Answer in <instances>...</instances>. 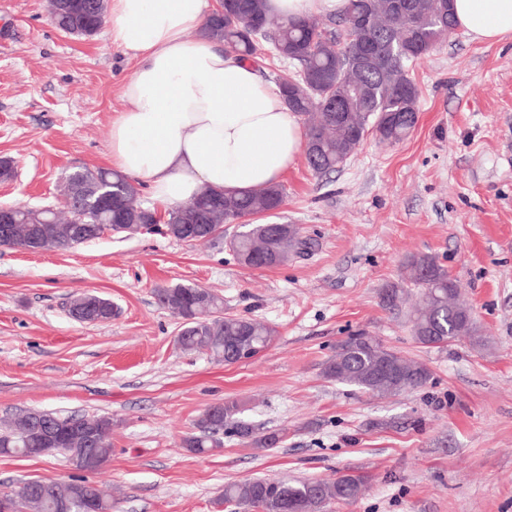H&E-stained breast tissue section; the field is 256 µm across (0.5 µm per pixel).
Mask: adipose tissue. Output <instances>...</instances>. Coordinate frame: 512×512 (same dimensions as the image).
I'll use <instances>...</instances> for the list:
<instances>
[{
  "label": "adipose tissue",
  "instance_id": "1",
  "mask_svg": "<svg viewBox=\"0 0 512 512\" xmlns=\"http://www.w3.org/2000/svg\"><path fill=\"white\" fill-rule=\"evenodd\" d=\"M459 27L512 37V0H452ZM208 0H109L106 24L137 60L112 123L113 166L172 207L203 187L245 193L278 182L305 129L255 66L200 36Z\"/></svg>",
  "mask_w": 512,
  "mask_h": 512
}]
</instances>
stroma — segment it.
I'll return each instance as SVG.
<instances>
[{
  "label": "stroma",
  "instance_id": "1",
  "mask_svg": "<svg viewBox=\"0 0 512 512\" xmlns=\"http://www.w3.org/2000/svg\"><path fill=\"white\" fill-rule=\"evenodd\" d=\"M136 62L107 28L74 37L48 0H0V158L16 177L0 205H52L75 168H108L110 130ZM410 74L419 121L394 145L367 137L332 173L298 157L281 176L278 219L314 248L271 269L220 245L156 230L105 234L69 251L0 246V419L19 410L105 415L112 455L87 473L112 512H216L225 483L363 476L357 499L326 512H512V39L456 30ZM447 268L485 346L417 343L421 287L407 262ZM208 289L226 313L277 331L258 357L227 365L176 346L180 319L156 288ZM390 285L397 308L381 303ZM112 301V321L81 324L73 295ZM361 332L425 364L427 384L380 397L326 378L339 341ZM234 399L272 448L232 432L205 454L182 448L198 416ZM61 456H0V495L25 480H66Z\"/></svg>",
  "mask_w": 512,
  "mask_h": 512
}]
</instances>
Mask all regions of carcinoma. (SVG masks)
<instances>
[{
  "mask_svg": "<svg viewBox=\"0 0 512 512\" xmlns=\"http://www.w3.org/2000/svg\"><path fill=\"white\" fill-rule=\"evenodd\" d=\"M86 8L69 12L59 0H50L53 24L75 36L91 37L102 26L106 0H83ZM451 0H347L345 11L330 24L309 18L270 14L267 0H221L205 19L202 33L224 45L230 54L249 60L266 44L271 52L305 72L306 78L284 74L276 86L288 109L307 122L306 161L316 173H330L346 164L367 136L397 144L415 128L418 120L419 89L409 73V64L421 59L446 40L457 24ZM371 14L374 24L354 27L355 20ZM346 99L348 111L341 114L330 107L333 99ZM84 196L67 218L47 211L21 206L12 241L36 252L72 248L70 224L78 218L95 231L85 241L103 236L113 224L129 227L125 235L151 230L156 210L141 199V185L111 169L83 168L74 176ZM111 186L121 199L118 210L100 213L92 205L102 184ZM284 190L277 183L248 193L228 194L204 187L190 201L166 211L165 234L187 241L224 240V225L241 222L243 230L226 241L231 256L241 265L277 267L288 255L309 249L299 229L292 224H252L260 216H272L284 202ZM266 247L267 261L253 259L256 247ZM414 283L425 288L423 306L412 313V331L417 343L440 348L462 337L477 346L479 336L472 312L459 299L456 281L448 269L428 255L409 260ZM158 304L182 319L176 336L179 349L204 353L231 365L241 361L240 352L255 357L274 342L276 330L255 319L224 313L221 298L196 286L175 284L155 290ZM69 311L84 313L87 324L106 322L114 305L93 293L73 296ZM389 365L393 376L381 375ZM327 378L378 396H394L425 386L430 379L426 365L410 362L381 341L362 333L340 341L336 353L324 367ZM239 403L225 399L207 407L196 422V432L182 441V447L204 454L223 447L220 434L231 424L236 433L250 437L252 428L237 420ZM83 426L98 435L96 470L112 455V419L106 416H78ZM28 423L14 417L0 430V455L16 458L37 456L41 447L27 430ZM364 489L360 477L343 474L332 482L312 480L247 479L224 485L217 506L233 505L240 512H324L335 501L358 498ZM93 506V512H112L102 491L87 480H33L0 496V512H14L22 503L26 512H55V501L63 496Z\"/></svg>",
  "mask_w": 512,
  "mask_h": 512,
  "instance_id": "1",
  "label": "carcinoma"
}]
</instances>
